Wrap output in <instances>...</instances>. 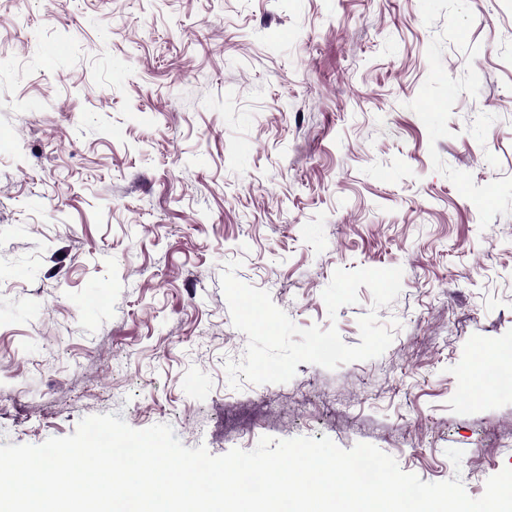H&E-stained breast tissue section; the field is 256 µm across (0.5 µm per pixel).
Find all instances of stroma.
<instances>
[{
    "mask_svg": "<svg viewBox=\"0 0 512 512\" xmlns=\"http://www.w3.org/2000/svg\"><path fill=\"white\" fill-rule=\"evenodd\" d=\"M231 261L349 345L373 296L329 316L335 270L402 268L391 345L231 387ZM511 351L512 0H0V446L112 413L215 456L368 443L477 498L512 393L475 372Z\"/></svg>",
    "mask_w": 512,
    "mask_h": 512,
    "instance_id": "1",
    "label": "stroma"
}]
</instances>
